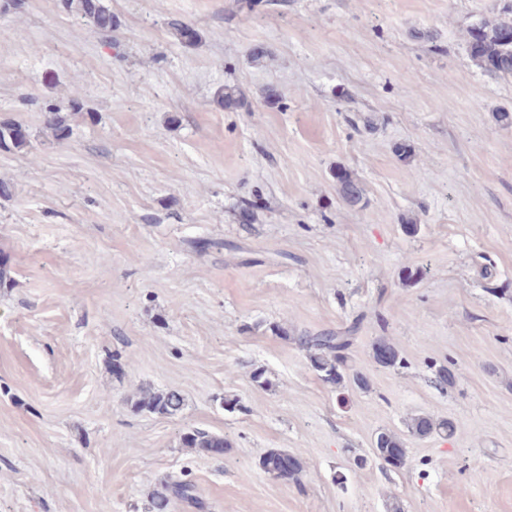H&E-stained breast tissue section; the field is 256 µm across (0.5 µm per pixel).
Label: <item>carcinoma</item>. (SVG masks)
I'll use <instances>...</instances> for the list:
<instances>
[{"label":"carcinoma","mask_w":512,"mask_h":512,"mask_svg":"<svg viewBox=\"0 0 512 512\" xmlns=\"http://www.w3.org/2000/svg\"><path fill=\"white\" fill-rule=\"evenodd\" d=\"M62 5L85 25L100 32L112 31L115 20L105 0H62ZM468 46L471 57L487 72L495 76L512 75V17L485 21L473 27L469 32ZM64 110L69 112L82 110L80 86H74L65 105L50 109L52 117L49 120V126L58 139H64L69 135L67 117L61 115ZM29 145L28 133L22 125L11 121L0 122V147L22 151ZM336 178L341 186L342 198L351 204L359 203L361 189L349 175L338 172ZM299 341L307 348L310 367L323 382L338 387L350 377L354 384L368 387V380L363 374L347 373L346 350L351 342V337L347 336V333L328 332L318 336H301ZM372 358L374 363L382 368H391L402 363L398 347L385 339L376 342ZM131 406L137 412L145 411L171 417L182 411L184 399L182 394L174 389L145 390L138 398L131 401ZM407 428L414 436L427 437L435 433L450 434L454 426L449 420L437 421L429 416L417 415L411 418ZM182 443L187 448H196L212 456H220L228 448L224 437L198 429L186 432ZM375 450L377 456L394 469H401L407 463V448L402 439L394 433H379L375 441ZM285 458L292 459V473L288 479L294 483L300 482L304 471L303 462L281 449L267 451L259 461L260 469L273 475L278 472L279 464ZM174 499L197 502L194 485L184 480H173L167 483L163 490L153 495L154 512H168L171 501Z\"/></svg>","instance_id":"1"}]
</instances>
